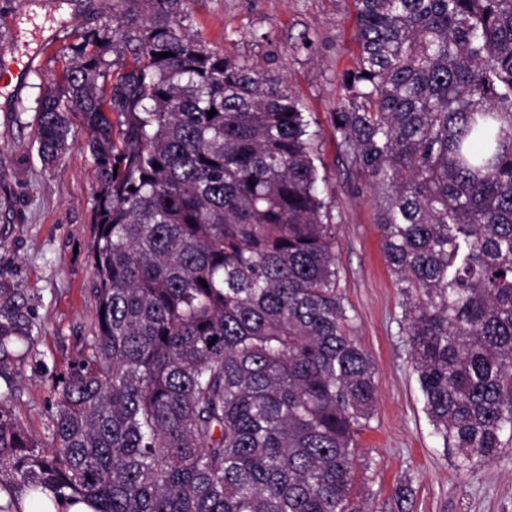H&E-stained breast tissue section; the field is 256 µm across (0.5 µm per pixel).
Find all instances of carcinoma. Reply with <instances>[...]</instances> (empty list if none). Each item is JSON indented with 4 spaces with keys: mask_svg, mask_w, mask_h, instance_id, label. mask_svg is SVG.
Listing matches in <instances>:
<instances>
[{
    "mask_svg": "<svg viewBox=\"0 0 512 512\" xmlns=\"http://www.w3.org/2000/svg\"><path fill=\"white\" fill-rule=\"evenodd\" d=\"M85 34L36 110L53 164L81 114L95 163L93 336L53 386L50 443L12 409L33 322L0 287V512L46 490L96 512H360L376 400L351 336L309 131L280 81L147 0ZM333 112L376 227L433 433L470 471L512 445V0H355ZM167 52L169 56L159 57ZM216 110L212 117L208 111Z\"/></svg>",
    "mask_w": 512,
    "mask_h": 512,
    "instance_id": "carcinoma-1",
    "label": "carcinoma"
}]
</instances>
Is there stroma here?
Listing matches in <instances>:
<instances>
[{
	"instance_id": "stroma-1",
	"label": "stroma",
	"mask_w": 512,
	"mask_h": 512,
	"mask_svg": "<svg viewBox=\"0 0 512 512\" xmlns=\"http://www.w3.org/2000/svg\"><path fill=\"white\" fill-rule=\"evenodd\" d=\"M146 0H0V286L30 311L31 354L12 367V403L23 426L47 439L55 377L87 351L94 306L88 294L96 207L93 160L80 116L68 150L44 164L34 141L37 101L63 85L62 48L86 33H112ZM353 0H183L179 19L207 46L283 78L317 131L321 196L336 226V269L353 336L370 354L374 416L358 437L355 490L364 512H512V448L467 474L434 435L412 366L402 296L384 262L372 195L357 194L343 165L333 112L340 78L356 60ZM410 486L397 503V487Z\"/></svg>"
}]
</instances>
